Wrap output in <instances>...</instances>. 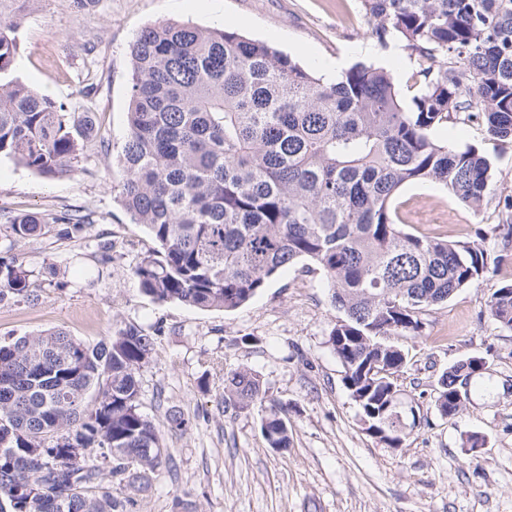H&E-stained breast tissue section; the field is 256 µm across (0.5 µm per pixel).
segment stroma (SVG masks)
I'll return each instance as SVG.
<instances>
[{"label":"stroma","instance_id":"35a3bbf8","mask_svg":"<svg viewBox=\"0 0 512 512\" xmlns=\"http://www.w3.org/2000/svg\"><path fill=\"white\" fill-rule=\"evenodd\" d=\"M189 21L225 26L320 70L358 61L386 68L403 97L414 93V55L404 43L379 46L361 0H30L20 20L15 76L75 114L90 113L95 132L72 172L45 176L0 157V253L30 272L34 302L0 304V340L62 329L96 342L138 327L154 338L140 372V409L159 429L171 461L152 488L133 497L131 512H512V329L487 303L512 282V245L499 230L512 225V141L489 139L474 121L456 119L433 133L449 148L472 146L492 163L490 191L479 209L458 203L433 183L404 186L396 200L405 232L479 244L488 273L448 302L429 308L417 336H392L406 363L396 375L407 407L401 447L366 432L327 343L338 313L324 273L303 261L284 270L232 312L161 303L134 276L154 241L132 223L113 190L122 177L115 149L128 134L131 62L128 47L147 24ZM38 214L43 235L14 241L13 216ZM89 216L65 236L63 214ZM56 276H49V268ZM485 370L468 386L462 412L440 415V376L469 357ZM256 372L268 396L287 408L290 446L264 439L259 412L224 405V379ZM190 421L173 433L167 417ZM483 438L468 451L467 434Z\"/></svg>","mask_w":512,"mask_h":512}]
</instances>
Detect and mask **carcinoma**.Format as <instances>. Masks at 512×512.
Here are the masks:
<instances>
[{"instance_id": "cac0c4a2", "label": "carcinoma", "mask_w": 512, "mask_h": 512, "mask_svg": "<svg viewBox=\"0 0 512 512\" xmlns=\"http://www.w3.org/2000/svg\"><path fill=\"white\" fill-rule=\"evenodd\" d=\"M30 0H0V156L45 175L72 170L86 120L12 70ZM376 42L401 40L420 89L406 102L392 75L357 63L324 82L292 57L229 28L165 22L130 45L129 132L117 185L131 221L157 249L134 269L164 303L234 311L301 261L318 265L341 316L328 343L365 430L402 445L394 379L406 361L390 336L416 335L420 314L488 272L476 243L416 236L394 202L412 183L441 185L480 207L491 163L433 138L460 116L512 140V0H361ZM21 214L12 235H41ZM29 271L0 256V303L31 302ZM488 311L512 329V284ZM154 338L137 327L95 343L62 330L0 341V512H129L116 478L150 487L166 459L139 407ZM441 377L437 411L458 414L465 380ZM224 404L259 409L270 447L289 446L286 410L249 369L224 380ZM84 454L76 458L73 449Z\"/></svg>"}]
</instances>
